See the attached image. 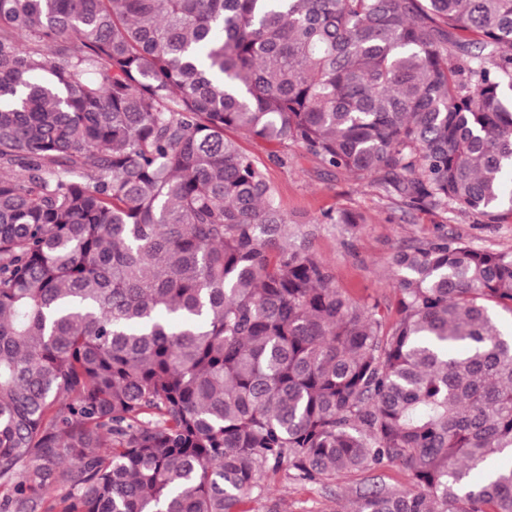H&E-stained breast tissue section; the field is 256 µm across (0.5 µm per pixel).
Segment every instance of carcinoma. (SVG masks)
<instances>
[{
    "label": "carcinoma",
    "mask_w": 512,
    "mask_h": 512,
    "mask_svg": "<svg viewBox=\"0 0 512 512\" xmlns=\"http://www.w3.org/2000/svg\"><path fill=\"white\" fill-rule=\"evenodd\" d=\"M228 130L499 224L512 0H0V507L251 512L284 466L397 464L351 512H512V253L396 250L388 325Z\"/></svg>",
    "instance_id": "cac0c4a2"
}]
</instances>
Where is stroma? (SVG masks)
Instances as JSON below:
<instances>
[{
  "instance_id": "stroma-1",
  "label": "stroma",
  "mask_w": 512,
  "mask_h": 512,
  "mask_svg": "<svg viewBox=\"0 0 512 512\" xmlns=\"http://www.w3.org/2000/svg\"><path fill=\"white\" fill-rule=\"evenodd\" d=\"M238 143L258 161L282 208L293 218L292 240L309 241L312 250L334 266L340 287L360 304L377 307L386 321L396 317L394 275L388 264L396 247L443 232L480 249L512 251V219L485 224L475 215L457 211L408 210L348 174L323 167L299 146L287 147L290 162L283 167L269 159L273 145L243 136ZM338 209L359 213L363 224L352 231L343 224L318 223L322 212ZM354 482L348 476L324 487L292 480L283 470L270 473L262 479L264 494L252 500L251 508L253 512H344Z\"/></svg>"
}]
</instances>
